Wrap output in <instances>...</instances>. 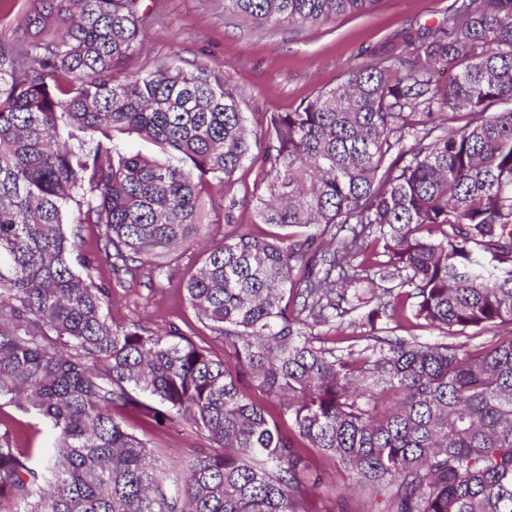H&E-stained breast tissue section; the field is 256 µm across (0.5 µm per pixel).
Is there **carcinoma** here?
I'll list each match as a JSON object with an SVG mask.
<instances>
[{
	"instance_id": "carcinoma-1",
	"label": "carcinoma",
	"mask_w": 512,
	"mask_h": 512,
	"mask_svg": "<svg viewBox=\"0 0 512 512\" xmlns=\"http://www.w3.org/2000/svg\"><path fill=\"white\" fill-rule=\"evenodd\" d=\"M379 0H224L260 26L321 25ZM138 0H26L0 39V400L47 419L45 458L0 430L17 512H312L317 449L368 512H512V0H462L413 52L344 70L251 137L206 66L122 75ZM440 62L456 72L433 81ZM449 109L471 120L448 129ZM134 131L174 165L114 142ZM271 163L257 216L279 232L207 241L205 185ZM103 226L115 270L206 243L186 284L215 359L178 327L105 314L77 252ZM398 280L390 288L380 282ZM350 317L359 336L319 328ZM473 351L394 336L381 319ZM193 425L212 451L167 482L112 408ZM278 401L271 415L256 396ZM288 425V434L281 426Z\"/></svg>"
}]
</instances>
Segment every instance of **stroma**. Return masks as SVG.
Listing matches in <instances>:
<instances>
[{"label": "stroma", "mask_w": 512, "mask_h": 512, "mask_svg": "<svg viewBox=\"0 0 512 512\" xmlns=\"http://www.w3.org/2000/svg\"><path fill=\"white\" fill-rule=\"evenodd\" d=\"M453 0H378L369 12L337 18L317 27L261 28L249 18L225 11L224 0H142V43L123 69L146 73L161 61L190 70L203 64L235 87L253 134H262L272 113L291 112L317 92L336 87L347 66L370 63L412 50L419 38L444 21ZM268 167L245 162L224 183L204 194L211 239L236 229L266 237L274 226L260 223L256 205ZM103 227L82 225L79 252L93 267L96 282L111 286L106 309L118 324L138 321L153 330L176 326L208 349L224 355L222 338L204 326L184 298V283L203 263L204 245L178 251L161 286L150 283L148 267L132 263L114 273L102 249ZM122 428L147 443L159 462L178 472L204 446L190 427L157 426L141 407H116ZM0 422L10 424L18 447L40 453L51 447L47 421L11 404L0 405Z\"/></svg>", "instance_id": "obj_1"}]
</instances>
